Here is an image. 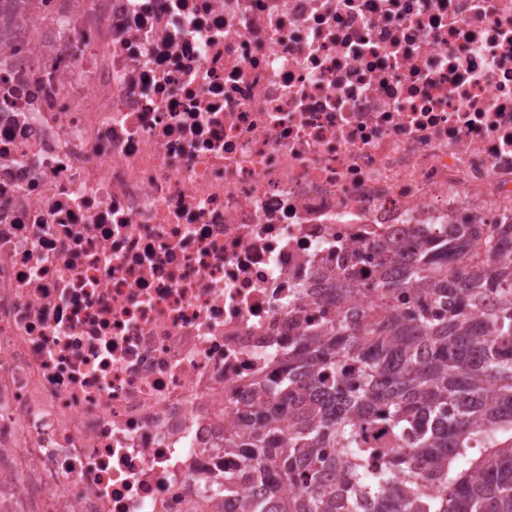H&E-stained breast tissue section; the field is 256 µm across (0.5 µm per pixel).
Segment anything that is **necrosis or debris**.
I'll use <instances>...</instances> for the list:
<instances>
[{
    "mask_svg": "<svg viewBox=\"0 0 512 512\" xmlns=\"http://www.w3.org/2000/svg\"><path fill=\"white\" fill-rule=\"evenodd\" d=\"M510 222L512 0H0V512H242L337 281Z\"/></svg>",
    "mask_w": 512,
    "mask_h": 512,
    "instance_id": "obj_1",
    "label": "necrosis or debris"
}]
</instances>
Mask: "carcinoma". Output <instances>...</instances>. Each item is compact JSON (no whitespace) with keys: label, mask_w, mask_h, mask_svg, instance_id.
<instances>
[{"label":"carcinoma","mask_w":512,"mask_h":512,"mask_svg":"<svg viewBox=\"0 0 512 512\" xmlns=\"http://www.w3.org/2000/svg\"><path fill=\"white\" fill-rule=\"evenodd\" d=\"M510 242L512 223L499 225L487 262L444 279L437 272L470 237L430 240L379 281L374 310L302 332L283 377L258 386L241 433L215 443L245 448L271 487L243 512H363L344 487L369 489V512H512ZM411 296L426 305L408 324L398 302ZM356 363L362 384L349 390ZM378 420L388 440L361 446L359 431ZM425 483L454 492L424 501Z\"/></svg>","instance_id":"1"}]
</instances>
